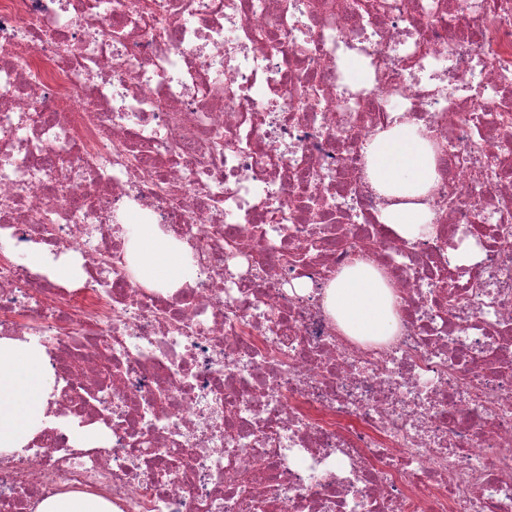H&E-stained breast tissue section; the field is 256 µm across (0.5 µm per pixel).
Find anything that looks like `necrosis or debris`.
<instances>
[{
    "label": "necrosis or debris",
    "instance_id": "necrosis-or-debris-1",
    "mask_svg": "<svg viewBox=\"0 0 512 512\" xmlns=\"http://www.w3.org/2000/svg\"><path fill=\"white\" fill-rule=\"evenodd\" d=\"M365 2L0 0V337L55 375L0 512H512V0ZM395 111L437 153L414 239L363 176ZM116 224L189 242V281L143 287ZM360 255L384 343L323 307ZM29 265L46 270L50 276L59 280L67 281L71 271L65 263H51L39 248H33L30 253L26 252ZM35 512H113L112 504L80 492L55 495L36 504Z\"/></svg>",
    "mask_w": 512,
    "mask_h": 512
}]
</instances>
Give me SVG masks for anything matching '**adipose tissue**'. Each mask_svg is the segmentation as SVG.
<instances>
[{
    "mask_svg": "<svg viewBox=\"0 0 512 512\" xmlns=\"http://www.w3.org/2000/svg\"><path fill=\"white\" fill-rule=\"evenodd\" d=\"M366 180L389 204L380 219L411 239L430 230L425 200L438 180L435 153L416 124L397 122L377 129L366 151ZM127 238L136 280L155 288H175L187 280L189 246L156 224H118ZM325 310L349 336L381 340L400 331L385 277L367 258L356 259L323 290ZM54 371L39 345L0 339V453L27 445L45 428Z\"/></svg>",
    "mask_w": 512,
    "mask_h": 512,
    "instance_id": "adipose-tissue-1",
    "label": "adipose tissue"
}]
</instances>
